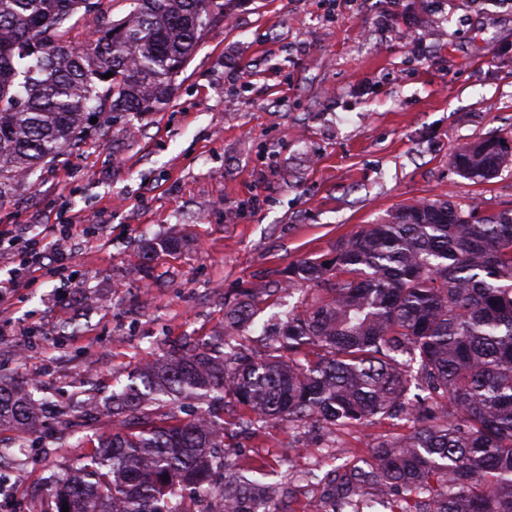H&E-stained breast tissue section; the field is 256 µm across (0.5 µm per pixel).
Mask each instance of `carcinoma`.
Segmentation results:
<instances>
[{
	"label": "carcinoma",
	"instance_id": "obj_1",
	"mask_svg": "<svg viewBox=\"0 0 512 512\" xmlns=\"http://www.w3.org/2000/svg\"><path fill=\"white\" fill-rule=\"evenodd\" d=\"M125 2L114 21L104 0H0V202L88 133V113L165 105L228 0ZM81 9L105 26L78 52L64 24ZM504 141L484 137L451 164L486 181L512 161ZM181 242L176 230L143 251ZM304 284L322 295L284 314L266 353L244 344L254 311L242 300L215 334L228 351L186 343L144 363L112 404L87 401L112 431L51 483L42 512H195L179 493L211 488L224 465L216 404L227 397L246 427L314 421L333 435L403 414L412 431L370 449L385 512H512V209L403 206L336 242L330 259L293 264L283 288ZM184 400L200 404L186 420ZM42 415L28 384L0 375V429L27 433ZM286 490L229 472L216 494L222 512H277ZM361 503L349 482L336 484V512H363Z\"/></svg>",
	"mask_w": 512,
	"mask_h": 512
}]
</instances>
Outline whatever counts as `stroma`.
Here are the masks:
<instances>
[{"label":"stroma","instance_id":"obj_1","mask_svg":"<svg viewBox=\"0 0 512 512\" xmlns=\"http://www.w3.org/2000/svg\"><path fill=\"white\" fill-rule=\"evenodd\" d=\"M166 105L103 112L77 148L0 204L1 224L52 226L70 255L0 299V375L35 384L54 410L26 437L4 430L0 512H40L52 479L82 466L111 420L77 417L139 366L183 342H210L225 301L258 285L256 325L300 304L281 286L299 260L399 206L445 198L512 209V163L476 183L452 154L512 136V0H231ZM415 33L424 53L404 38ZM182 225L183 247L133 274L148 239ZM223 416L228 469L286 482L278 512H311L327 492L307 477L408 433L405 418L337 430Z\"/></svg>","mask_w":512,"mask_h":512}]
</instances>
